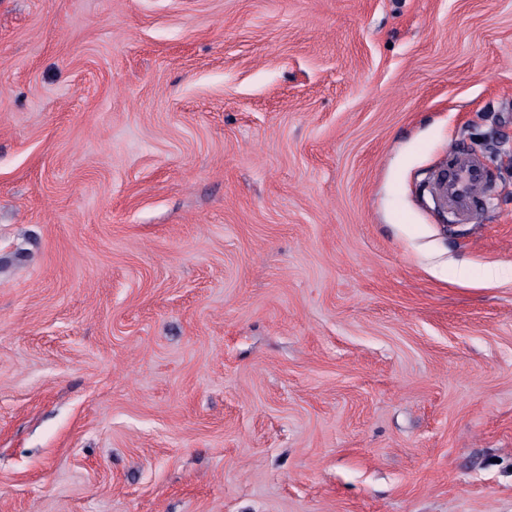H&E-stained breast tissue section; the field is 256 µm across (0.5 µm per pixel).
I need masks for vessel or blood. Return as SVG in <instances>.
Listing matches in <instances>:
<instances>
[{"mask_svg": "<svg viewBox=\"0 0 512 512\" xmlns=\"http://www.w3.org/2000/svg\"><path fill=\"white\" fill-rule=\"evenodd\" d=\"M486 185L484 162L464 150L450 151L447 163L433 178V191L439 206L447 210L456 223L477 222Z\"/></svg>", "mask_w": 512, "mask_h": 512, "instance_id": "obj_1", "label": "vessel or blood"}]
</instances>
